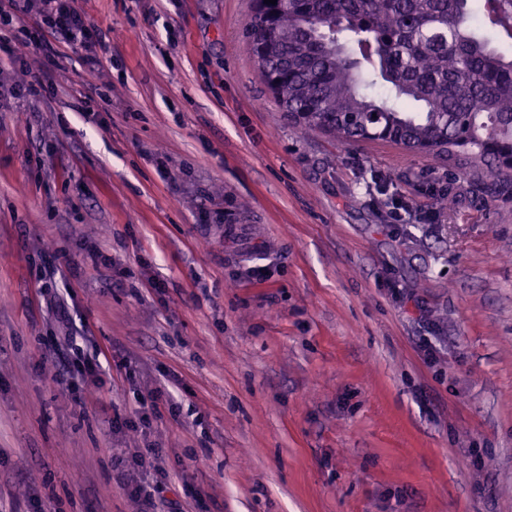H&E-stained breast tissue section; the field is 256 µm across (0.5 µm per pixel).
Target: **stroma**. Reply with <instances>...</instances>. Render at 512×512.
<instances>
[{"label":"stroma","instance_id":"35a3bbf8","mask_svg":"<svg viewBox=\"0 0 512 512\" xmlns=\"http://www.w3.org/2000/svg\"><path fill=\"white\" fill-rule=\"evenodd\" d=\"M75 6L0 99V512H136L150 444L155 512H512V193L297 134L252 0ZM44 77L45 74L43 73V76L34 75L30 81L14 83L9 86L0 85V97L2 95L4 97L23 98L27 95H35L40 88L44 87ZM145 451L146 454L139 452L131 460L126 459L124 465L128 469L127 472L130 476V484L133 486L131 490L132 499L141 503L139 512H152L154 501L150 498L151 494L142 484L135 480L134 473L139 470V468H143L147 463L149 465L158 463L161 455L159 448H145ZM131 475H133V477H131Z\"/></svg>","mask_w":512,"mask_h":512}]
</instances>
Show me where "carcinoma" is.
<instances>
[{
    "label": "carcinoma",
    "instance_id": "carcinoma-1",
    "mask_svg": "<svg viewBox=\"0 0 512 512\" xmlns=\"http://www.w3.org/2000/svg\"><path fill=\"white\" fill-rule=\"evenodd\" d=\"M255 0L260 76L303 133L457 153L512 181V0Z\"/></svg>",
    "mask_w": 512,
    "mask_h": 512
}]
</instances>
